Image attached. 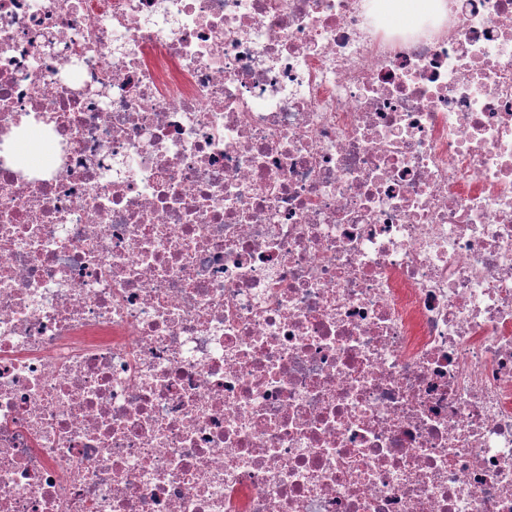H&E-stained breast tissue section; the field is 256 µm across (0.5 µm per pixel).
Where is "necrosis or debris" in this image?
Instances as JSON below:
<instances>
[{
	"label": "necrosis or debris",
	"instance_id": "obj_1",
	"mask_svg": "<svg viewBox=\"0 0 512 512\" xmlns=\"http://www.w3.org/2000/svg\"><path fill=\"white\" fill-rule=\"evenodd\" d=\"M437 2L0 0V512H512V0ZM426 0H383L390 18L408 24L424 9Z\"/></svg>",
	"mask_w": 512,
	"mask_h": 512
}]
</instances>
